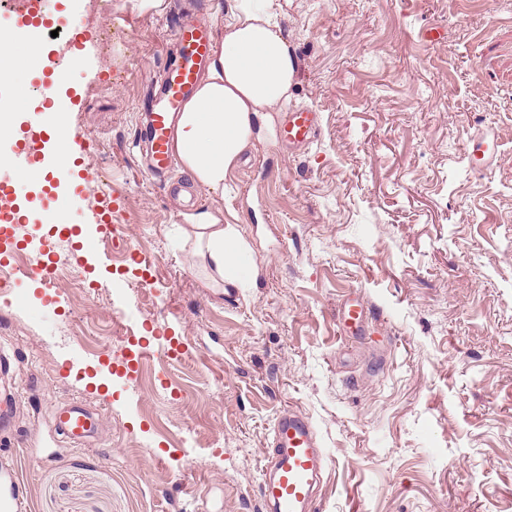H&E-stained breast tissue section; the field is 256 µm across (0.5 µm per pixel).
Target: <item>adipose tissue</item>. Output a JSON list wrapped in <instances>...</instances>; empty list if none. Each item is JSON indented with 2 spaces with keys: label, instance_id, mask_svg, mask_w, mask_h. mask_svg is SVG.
Returning a JSON list of instances; mask_svg holds the SVG:
<instances>
[{
  "label": "adipose tissue",
  "instance_id": "adipose-tissue-1",
  "mask_svg": "<svg viewBox=\"0 0 512 512\" xmlns=\"http://www.w3.org/2000/svg\"><path fill=\"white\" fill-rule=\"evenodd\" d=\"M273 0H233L208 72L176 121L173 149L194 184L223 195L240 157L287 104L298 61L272 14ZM206 262V284L233 288L246 251L234 225L210 213L183 229Z\"/></svg>",
  "mask_w": 512,
  "mask_h": 512
}]
</instances>
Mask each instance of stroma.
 <instances>
[{"mask_svg": "<svg viewBox=\"0 0 512 512\" xmlns=\"http://www.w3.org/2000/svg\"><path fill=\"white\" fill-rule=\"evenodd\" d=\"M133 2L49 5L94 37L52 93L86 150L75 202L16 236L35 256L65 220L85 265L0 292V448L28 512H265L262 460L288 407L330 458L312 512H512V0H274L298 60L288 107L320 129L299 150L256 141L225 198L199 189L196 213L236 225L256 272L225 295L133 141L174 21L217 29L230 0ZM14 26L0 18V103L18 131L53 67L29 71ZM484 131L499 152L479 173L467 149ZM116 188L129 268L87 221ZM349 296L367 308L360 336L338 327ZM73 399L99 409L97 447L54 430Z\"/></svg>", "mask_w": 512, "mask_h": 512, "instance_id": "stroma-1", "label": "stroma"}]
</instances>
